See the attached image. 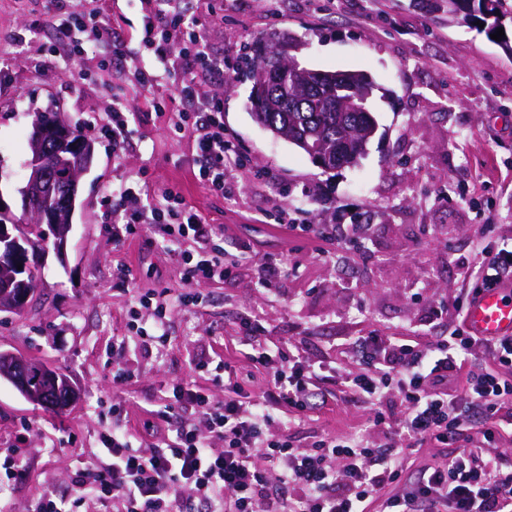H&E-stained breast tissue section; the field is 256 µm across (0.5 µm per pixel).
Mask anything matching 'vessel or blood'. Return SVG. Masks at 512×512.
Masks as SVG:
<instances>
[{"label":"vessel or blood","mask_w":512,"mask_h":512,"mask_svg":"<svg viewBox=\"0 0 512 512\" xmlns=\"http://www.w3.org/2000/svg\"><path fill=\"white\" fill-rule=\"evenodd\" d=\"M466 322L469 330L483 338L512 336V282L483 289L471 302Z\"/></svg>","instance_id":"obj_1"}]
</instances>
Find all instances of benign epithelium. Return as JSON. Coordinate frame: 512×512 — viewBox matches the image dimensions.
Here are the masks:
<instances>
[{"label": "benign epithelium", "instance_id": "7a95c632", "mask_svg": "<svg viewBox=\"0 0 512 512\" xmlns=\"http://www.w3.org/2000/svg\"><path fill=\"white\" fill-rule=\"evenodd\" d=\"M68 125L63 120L53 126L33 124L30 133L31 158L28 161L30 173L22 193V213L27 219L39 224L51 225L54 238L53 249L62 255L66 251L72 225L63 223V212L49 209L44 199L51 193L54 175L47 165L51 147L58 144L68 134ZM93 159V146L85 142L80 151L78 163L67 172L69 192L62 201L64 207L75 204L82 177L90 170ZM17 221L11 208L0 197V240L15 237ZM29 242L15 241V247L0 252V309H21L35 293V289L16 280L14 270L17 265H27ZM0 379L9 381L26 399L36 404L53 401L52 408L66 410L78 397L76 388L66 377L44 363L29 361L11 351H0Z\"/></svg>", "mask_w": 512, "mask_h": 512}]
</instances>
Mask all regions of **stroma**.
Masks as SVG:
<instances>
[{
  "label": "stroma",
  "instance_id": "stroma-1",
  "mask_svg": "<svg viewBox=\"0 0 512 512\" xmlns=\"http://www.w3.org/2000/svg\"><path fill=\"white\" fill-rule=\"evenodd\" d=\"M209 2L184 6L230 62L206 82L223 97L224 132L244 155L227 199L195 180L191 138L151 113L156 89L131 86L143 0H96L128 57L112 59L104 47L71 76L55 71L47 50L62 41L75 0H0V54L13 55L0 70V198L21 215L37 113L58 112L94 147L65 255L39 254L29 303L0 311V350L48 364L80 391L77 404L57 414L0 380V512H38L47 495L73 501L76 472L99 456L113 427L126 428L141 453L163 446L172 425L156 406L169 384L191 379L195 360L217 354L250 371L239 352L241 315H257L265 336L326 364L343 361L352 339L374 331L444 336L447 322L427 314L453 302L466 270L488 261L478 243L512 244V53L496 40L449 22L444 0L430 13L417 0H229L220 25L210 22ZM35 20L38 30L15 50L18 32ZM276 32L298 39L302 67L361 71L374 81L369 107L378 131L357 166L323 172L253 120L249 64L239 51ZM121 88L136 113L130 146L116 155L99 129L111 122ZM123 178L140 181L149 195L175 188L204 223L223 229L227 252L247 244L282 257L281 274L269 288L258 286L252 269L202 286V304L171 311L168 344L156 351L132 329L129 308L140 294L173 298L186 284L149 228L115 239L105 195ZM284 210L300 224H361L368 235L331 241L281 231L276 243L259 236V228L278 229ZM122 268L130 279L119 278ZM116 365L128 379L114 378ZM366 419L335 391L288 438L306 449L327 434H357ZM479 428L465 425L444 448L404 449V476L477 446Z\"/></svg>",
  "mask_w": 512,
  "mask_h": 512
}]
</instances>
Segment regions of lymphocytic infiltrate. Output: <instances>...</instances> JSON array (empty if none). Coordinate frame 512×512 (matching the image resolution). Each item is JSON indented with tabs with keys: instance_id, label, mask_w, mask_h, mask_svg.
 <instances>
[{
	"instance_id": "obj_1",
	"label": "lymphocytic infiltrate",
	"mask_w": 512,
	"mask_h": 512,
	"mask_svg": "<svg viewBox=\"0 0 512 512\" xmlns=\"http://www.w3.org/2000/svg\"><path fill=\"white\" fill-rule=\"evenodd\" d=\"M203 29L197 19L185 16L181 0H149L142 41L154 63L136 66L134 77L143 87L174 86V96L159 95L152 108L169 113L174 128L191 129L193 174L220 196L242 166L243 154L224 137L223 99L201 87L204 77L224 68ZM66 30L71 48L57 61L60 73H71L83 55L104 44L111 45L113 55L124 53L111 25L95 11L73 12ZM111 198L116 236L152 228L184 268L188 288L176 300L148 292L130 308L136 317L148 313V335L159 342L167 340L171 305L202 303L198 285L230 278L252 265L264 286L281 264L277 257H256L247 245L227 259L216 243L215 227L203 223L173 189L145 199L132 182L122 181ZM468 303L464 296L449 304L455 328L432 344L376 332L358 337L355 365L349 369L326 367L297 348L265 342L259 321L244 315V355L265 378L261 392H244L237 370L222 358L198 361L199 376L223 382V403H213L194 382L173 384L159 415L172 418L179 406L189 404L199 413V424L177 423L165 446L147 455L134 449L124 428H113L100 458L80 472L78 486L98 502L112 501L115 512H368L374 503L380 512H512V470H501L495 448L463 449L403 482L401 493L383 494L388 484L400 480L403 450L447 444L462 410L486 421L482 435L488 441L497 432L496 420H512V337L470 333ZM478 352L489 358V365L469 364V356ZM461 370L465 384L457 389L451 381ZM329 379L364 408L371 426H385L383 442L328 435L313 449L301 450L282 437V430L323 404L322 385ZM394 409L398 417L387 420ZM212 437L223 441L222 451L211 448Z\"/></svg>"
}]
</instances>
